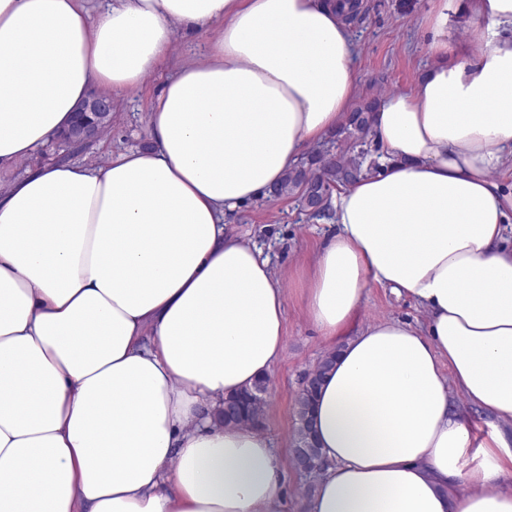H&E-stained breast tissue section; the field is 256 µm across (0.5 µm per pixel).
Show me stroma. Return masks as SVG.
<instances>
[{
	"instance_id": "obj_1",
	"label": "stroma",
	"mask_w": 512,
	"mask_h": 512,
	"mask_svg": "<svg viewBox=\"0 0 512 512\" xmlns=\"http://www.w3.org/2000/svg\"><path fill=\"white\" fill-rule=\"evenodd\" d=\"M428 0H363L354 20L353 34L359 47L355 70L359 96L406 90L427 60L420 30ZM161 80L149 78L129 90L113 105L112 128L107 140L86 148L53 141L27 161L36 167L47 161H95L108 152L142 147L149 142L148 112L160 90ZM234 232L251 239L270 258L278 271L293 270L311 246L332 232V225L312 218L298 201L282 198L245 207ZM415 305L393 295L389 289L373 287L354 319V326L382 319L417 321ZM326 342L301 310L296 288H289L286 307V341L280 361L270 375L269 405L263 427L281 455H288L294 433V403L303 378L322 356Z\"/></svg>"
}]
</instances>
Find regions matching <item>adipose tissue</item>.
I'll list each match as a JSON object with an SVG mask.
<instances>
[{"instance_id": "1", "label": "adipose tissue", "mask_w": 512, "mask_h": 512, "mask_svg": "<svg viewBox=\"0 0 512 512\" xmlns=\"http://www.w3.org/2000/svg\"><path fill=\"white\" fill-rule=\"evenodd\" d=\"M350 14L0 0V168L91 90L162 76L149 145L0 184V512H281L272 440L220 415L279 361L292 285L336 353L304 512H512V0H428L429 62L373 117L382 168L293 274L230 229L346 122ZM187 33L209 39L175 61ZM374 286L420 320L351 329Z\"/></svg>"}]
</instances>
